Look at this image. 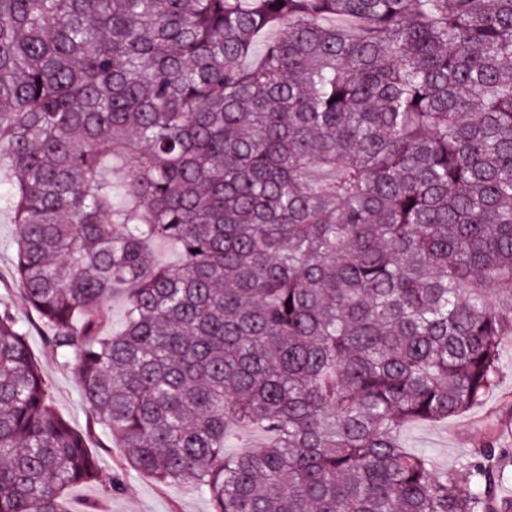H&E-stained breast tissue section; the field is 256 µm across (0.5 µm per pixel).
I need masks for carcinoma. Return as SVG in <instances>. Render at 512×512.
Returning <instances> with one entry per match:
<instances>
[{
    "mask_svg": "<svg viewBox=\"0 0 512 512\" xmlns=\"http://www.w3.org/2000/svg\"><path fill=\"white\" fill-rule=\"evenodd\" d=\"M0 186L131 468L211 512H512L496 439L450 472L399 436L512 337V0H0ZM87 438L1 312L0 512H66ZM262 436L257 430H252L248 434L241 432H232L227 441L225 452L229 455L243 453L254 448H242L244 445L255 446L258 445Z\"/></svg>",
    "mask_w": 512,
    "mask_h": 512,
    "instance_id": "cac0c4a2",
    "label": "carcinoma"
}]
</instances>
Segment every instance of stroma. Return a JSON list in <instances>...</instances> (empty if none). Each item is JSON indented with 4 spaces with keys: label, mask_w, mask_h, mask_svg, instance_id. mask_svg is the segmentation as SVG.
I'll list each match as a JSON object with an SVG mask.
<instances>
[{
    "label": "stroma",
    "mask_w": 512,
    "mask_h": 512,
    "mask_svg": "<svg viewBox=\"0 0 512 512\" xmlns=\"http://www.w3.org/2000/svg\"><path fill=\"white\" fill-rule=\"evenodd\" d=\"M16 229L8 214H0V311L8 310L28 330V346L40 358L55 408L70 424L89 431L88 447L104 475L102 482L74 487L67 501L69 512H211L210 502L196 488L185 483L162 485L151 476L130 470L119 453L98 429H92L91 417L81 404L71 370L45 356V338L34 323L15 277ZM498 432L503 447L512 448V340L502 343L499 375L483 402L442 422H414L402 431L408 450L428 452L443 469H455L481 448L490 432ZM119 478L121 488L111 491L110 478Z\"/></svg>",
    "instance_id": "35a3bbf8"
}]
</instances>
